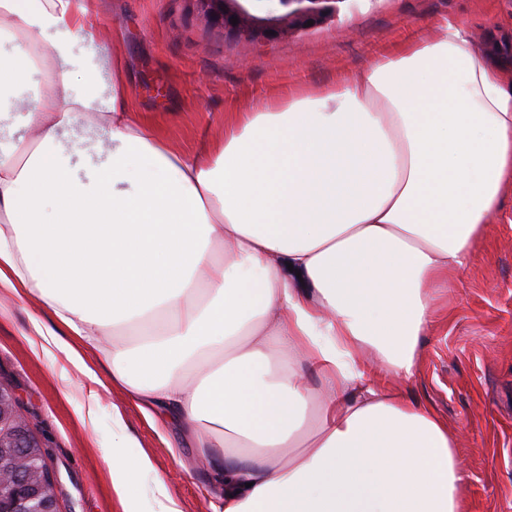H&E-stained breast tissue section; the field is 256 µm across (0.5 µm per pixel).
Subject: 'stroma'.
Masks as SVG:
<instances>
[{
	"mask_svg": "<svg viewBox=\"0 0 512 512\" xmlns=\"http://www.w3.org/2000/svg\"><path fill=\"white\" fill-rule=\"evenodd\" d=\"M95 4L100 33L121 60L136 110L176 150L193 153L223 137L225 113L261 108L286 88L333 86L412 34H432L444 17L464 24L477 47L512 54V0H338L335 16L323 24L265 45L209 26L188 0ZM436 308V323L420 346L421 372L399 386L456 432L469 475L468 512H512V184L503 187L487 236ZM36 319L56 326L35 299L0 289V381L15 387L51 450L66 490L62 512H123L104 458L116 409L181 512H210L203 468L187 472L180 465L191 448L175 455L167 446L178 435L168 419H146L107 378L96 427L79 420L85 382L64 358L33 353L27 337Z\"/></svg>",
	"mask_w": 512,
	"mask_h": 512,
	"instance_id": "stroma-1",
	"label": "stroma"
}]
</instances>
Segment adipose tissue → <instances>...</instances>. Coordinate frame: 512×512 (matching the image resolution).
I'll list each match as a JSON object with an SVG mask.
<instances>
[{
    "label": "adipose tissue",
    "instance_id": "adipose-tissue-1",
    "mask_svg": "<svg viewBox=\"0 0 512 512\" xmlns=\"http://www.w3.org/2000/svg\"><path fill=\"white\" fill-rule=\"evenodd\" d=\"M505 70L445 19L200 156L133 111L93 0H0V288L67 329L34 353L177 423L211 512H466L456 434L391 379L512 183ZM112 428L124 512H181Z\"/></svg>",
    "mask_w": 512,
    "mask_h": 512
}]
</instances>
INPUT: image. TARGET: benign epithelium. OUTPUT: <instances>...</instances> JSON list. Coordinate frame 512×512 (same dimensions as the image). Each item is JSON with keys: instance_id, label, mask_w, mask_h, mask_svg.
<instances>
[{"instance_id": "obj_1", "label": "benign epithelium", "mask_w": 512, "mask_h": 512, "mask_svg": "<svg viewBox=\"0 0 512 512\" xmlns=\"http://www.w3.org/2000/svg\"><path fill=\"white\" fill-rule=\"evenodd\" d=\"M194 2L211 24L250 42H273L336 11V0H275L277 7L263 15L244 0ZM234 17L236 25L230 22ZM61 495L44 443L30 427L14 388L0 382V512H60Z\"/></svg>"}]
</instances>
